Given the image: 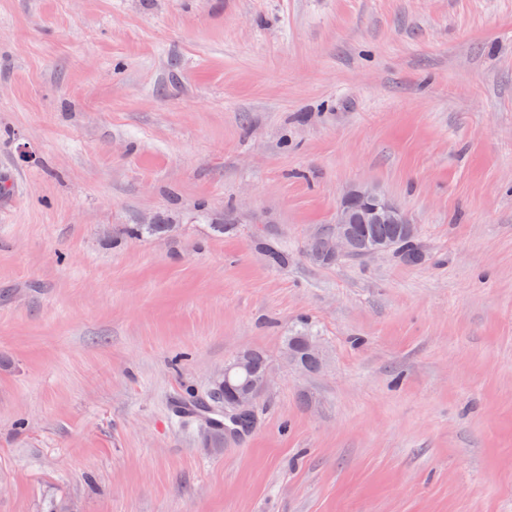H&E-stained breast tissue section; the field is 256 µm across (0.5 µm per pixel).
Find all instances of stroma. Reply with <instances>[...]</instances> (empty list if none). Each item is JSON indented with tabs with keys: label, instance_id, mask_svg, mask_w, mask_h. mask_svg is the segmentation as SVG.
<instances>
[{
	"label": "stroma",
	"instance_id": "35a3bbf8",
	"mask_svg": "<svg viewBox=\"0 0 512 512\" xmlns=\"http://www.w3.org/2000/svg\"><path fill=\"white\" fill-rule=\"evenodd\" d=\"M1 184L0 512H512V0H0ZM355 185L424 263L307 258ZM311 344H318L317 336H313L312 333L306 329L297 330L289 336H285L283 340V350H286V355L283 352V357L292 365V362L288 361L291 359L290 353L288 351H292L295 356V364H301L302 370L315 373L320 371L323 367L324 360L323 357H318L315 351L311 348ZM248 350L250 352L248 360L241 367L233 369L226 381L228 387H241L231 390L230 397L239 412L247 413L239 415L235 421L232 419V415L227 416L224 413V389L211 387L206 399L190 395L183 400L177 410L178 416L199 418L205 425L209 424L210 428L214 430V436L220 439H223L224 434L238 436L249 432L255 424L254 408L251 409L257 397L255 389L260 392L270 389L275 383V374L268 372L255 382L248 384L265 371H273L269 359L263 352ZM261 394L257 399L263 395Z\"/></svg>",
	"mask_w": 512,
	"mask_h": 512
}]
</instances>
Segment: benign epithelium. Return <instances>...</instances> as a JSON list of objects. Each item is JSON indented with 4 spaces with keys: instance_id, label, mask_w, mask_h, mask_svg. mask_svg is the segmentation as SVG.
I'll return each instance as SVG.
<instances>
[{
    "instance_id": "7a95c632",
    "label": "benign epithelium",
    "mask_w": 512,
    "mask_h": 512,
    "mask_svg": "<svg viewBox=\"0 0 512 512\" xmlns=\"http://www.w3.org/2000/svg\"><path fill=\"white\" fill-rule=\"evenodd\" d=\"M357 201L361 204L359 218L365 224H403L409 235L416 233L415 225L408 222V217L392 201L368 185L353 186L343 195V203L336 208L334 217L335 230L328 238L327 251L334 258L348 256L354 249V240L350 233V224L355 219L347 202ZM275 383V374L268 372L256 381L230 391L234 407L240 412L249 411L255 403L256 391L264 392Z\"/></svg>"
}]
</instances>
